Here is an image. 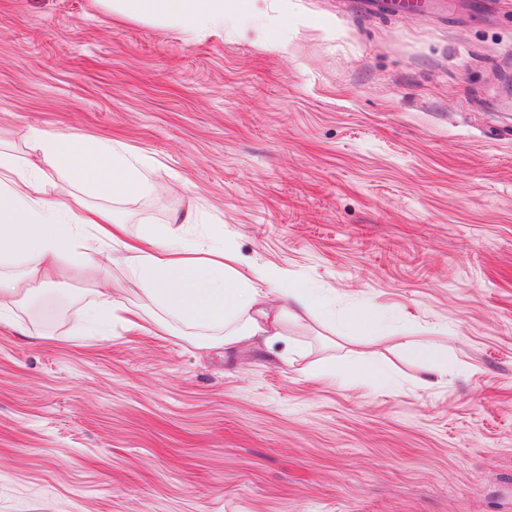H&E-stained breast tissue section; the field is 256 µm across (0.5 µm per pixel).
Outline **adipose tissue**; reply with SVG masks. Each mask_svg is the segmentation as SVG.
I'll return each instance as SVG.
<instances>
[{
	"label": "adipose tissue",
	"instance_id": "1",
	"mask_svg": "<svg viewBox=\"0 0 512 512\" xmlns=\"http://www.w3.org/2000/svg\"><path fill=\"white\" fill-rule=\"evenodd\" d=\"M112 13L178 28L220 32L224 23L259 14V0H107ZM36 161L19 163L0 149V325L38 303L63 274L83 279L96 296L72 329L112 320L129 330L190 335L200 348L260 346L281 336L288 319L323 308L315 293L258 264L239 268L223 244L202 245L182 227L193 209L176 210L164 227L131 231L116 202L142 198L155 185L149 159L122 143L74 133L29 132ZM54 173V195L43 189ZM103 199L90 205L89 197ZM120 277H113V267Z\"/></svg>",
	"mask_w": 512,
	"mask_h": 512
}]
</instances>
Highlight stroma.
<instances>
[{
    "mask_svg": "<svg viewBox=\"0 0 512 512\" xmlns=\"http://www.w3.org/2000/svg\"><path fill=\"white\" fill-rule=\"evenodd\" d=\"M198 37L100 0H0V140L147 157L131 228L189 235L321 294L269 345L73 332L62 278L0 328V512H512V0L370 19L261 0ZM374 306L371 332L354 313ZM433 339L438 377L407 358ZM386 375L316 379L329 361ZM404 354L408 358L417 359L428 365L429 370L442 377L448 373V355L434 342H419L405 347Z\"/></svg>",
    "mask_w": 512,
    "mask_h": 512,
    "instance_id": "obj_1",
    "label": "stroma"
}]
</instances>
